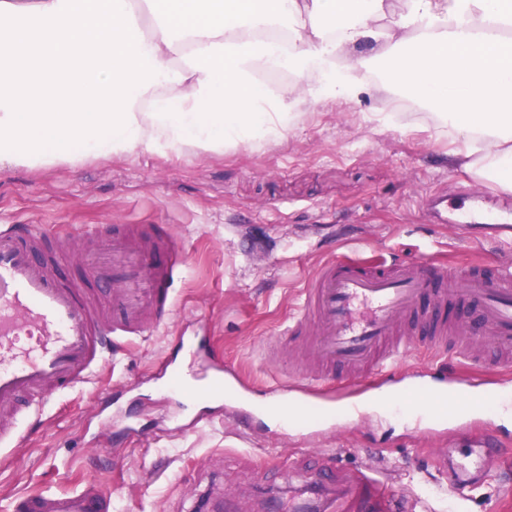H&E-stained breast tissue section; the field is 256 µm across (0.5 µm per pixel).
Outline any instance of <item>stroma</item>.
<instances>
[{"instance_id":"obj_1","label":"stroma","mask_w":512,"mask_h":512,"mask_svg":"<svg viewBox=\"0 0 512 512\" xmlns=\"http://www.w3.org/2000/svg\"><path fill=\"white\" fill-rule=\"evenodd\" d=\"M464 146L435 108L365 92L307 110L280 144L1 169L0 225L167 224L185 268L166 325L113 347L93 385L53 395L19 419L14 446L0 454V512L15 495L88 482L111 497V512H224L229 489L237 512H265L268 497L317 487L329 455L346 471L378 470L396 496L426 512H512V475L493 468L452 495L436 469L489 429L497 455L512 460V413L413 424L395 408L384 418L332 415L287 428L261 410L268 386L289 381L296 363L289 350L277 360L266 350L324 261L425 258L456 270L512 257V244L462 238L425 208L436 195L459 204L469 191L484 216L497 215L506 193L448 164L449 150ZM197 334L234 388L222 401L192 403L162 386L168 361L184 362L179 338ZM429 363L411 348L393 379L372 373L356 391L333 380L334 401L440 382ZM200 414L208 425H196Z\"/></svg>"}]
</instances>
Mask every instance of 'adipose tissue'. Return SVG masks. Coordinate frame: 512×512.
<instances>
[{
  "mask_svg": "<svg viewBox=\"0 0 512 512\" xmlns=\"http://www.w3.org/2000/svg\"><path fill=\"white\" fill-rule=\"evenodd\" d=\"M283 67L288 90L258 81ZM391 87L512 193V0H0V168L279 143Z\"/></svg>",
  "mask_w": 512,
  "mask_h": 512,
  "instance_id": "ef3b65f1",
  "label": "adipose tissue"
}]
</instances>
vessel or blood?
Masks as SVG:
<instances>
[{"label": "vessel or blood", "instance_id": "vessel-or-blood-1", "mask_svg": "<svg viewBox=\"0 0 512 512\" xmlns=\"http://www.w3.org/2000/svg\"><path fill=\"white\" fill-rule=\"evenodd\" d=\"M99 247L84 260L86 278L64 275L76 236L62 224L48 231L33 224L0 225V447L17 438L24 401L90 382L118 340L163 326L173 307L185 261L165 224H99ZM463 298L468 319H448L449 301ZM298 337L302 370L272 403L296 416L311 413L322 383L341 373L364 376L391 370L400 356L421 345L450 358L501 370L512 368V262L495 271L468 268L454 277L424 261L364 266L348 260L322 264L302 292L297 315L279 332ZM190 363H205L188 389L194 396L224 393V371L209 365L203 338L185 342ZM465 409L491 401L476 384L460 381ZM491 438L474 459L458 466L441 459L451 490L479 482L493 465ZM92 485L66 492L22 496L10 512H104ZM372 472L335 480L322 512H409Z\"/></svg>", "mask_w": 512, "mask_h": 512}]
</instances>
